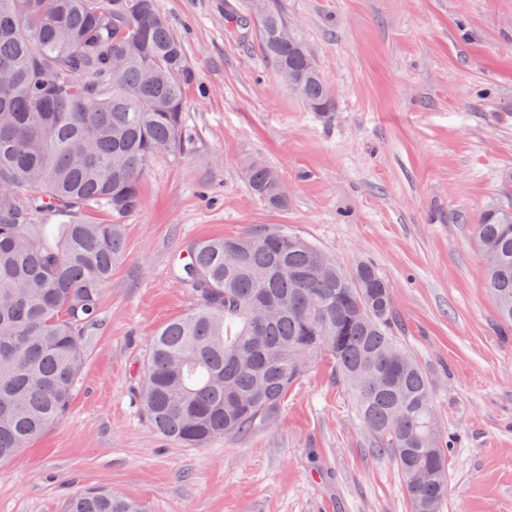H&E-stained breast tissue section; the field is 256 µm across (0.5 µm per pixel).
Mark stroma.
I'll list each match as a JSON object with an SVG mask.
<instances>
[{
  "label": "stroma",
  "mask_w": 512,
  "mask_h": 512,
  "mask_svg": "<svg viewBox=\"0 0 512 512\" xmlns=\"http://www.w3.org/2000/svg\"><path fill=\"white\" fill-rule=\"evenodd\" d=\"M194 80L181 155L161 151L124 223L66 415L0 461V512H67L96 488L146 512H411L331 365L315 361L248 432L183 448L143 416L150 340L194 305L173 266L191 242L285 230L388 281L405 342L454 441L441 512H512V335L484 286L474 225L512 172V0H276L330 91L312 112L283 83L248 0H156ZM287 188L274 208L245 170ZM250 191L258 199L275 207H285L287 196L278 175L261 161H252L246 167Z\"/></svg>",
  "instance_id": "35a3bbf8"
}]
</instances>
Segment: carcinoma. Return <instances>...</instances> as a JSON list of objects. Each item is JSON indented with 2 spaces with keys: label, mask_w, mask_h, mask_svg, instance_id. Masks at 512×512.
<instances>
[{
  "label": "carcinoma",
  "mask_w": 512,
  "mask_h": 512,
  "mask_svg": "<svg viewBox=\"0 0 512 512\" xmlns=\"http://www.w3.org/2000/svg\"><path fill=\"white\" fill-rule=\"evenodd\" d=\"M263 52L312 112L325 81L271 0H251ZM192 67L155 0H0V461L69 409L124 219L147 163L184 146ZM250 191L287 205L278 175L246 167ZM106 210L111 220L85 216ZM485 288L512 328V207L478 219ZM195 307L152 338L143 411L166 438L200 447L240 435L287 399L312 362L347 386L372 445L406 478L412 512H441L448 443L431 382L403 343L389 283L368 262L346 270L285 231L189 244L175 266ZM68 512H144L109 489Z\"/></svg>",
  "instance_id": "cac0c4a2"
}]
</instances>
